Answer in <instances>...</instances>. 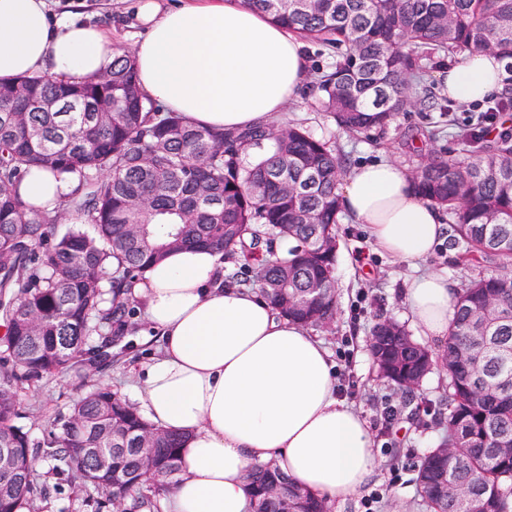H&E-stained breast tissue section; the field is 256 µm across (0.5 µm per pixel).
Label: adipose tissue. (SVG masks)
Instances as JSON below:
<instances>
[{"label":"adipose tissue","mask_w":512,"mask_h":512,"mask_svg":"<svg viewBox=\"0 0 512 512\" xmlns=\"http://www.w3.org/2000/svg\"><path fill=\"white\" fill-rule=\"evenodd\" d=\"M141 13L148 29L134 48L139 86L194 124L262 125L306 87L300 39L241 0H145ZM115 51L110 28L53 15L46 0H0V80L91 79L111 67ZM504 77V60L475 52L444 82L449 98L470 102L501 92ZM74 187L68 176L33 167L17 193L51 211ZM341 192L347 215L394 259L414 264L441 246L440 210L420 199L397 163L353 168ZM223 280V255L182 248L146 268L132 289L160 343L133 400L145 419L183 437L163 512H252L241 476L268 462L302 490L345 503L376 457L367 422L336 394L329 349L259 290ZM405 303L420 336L446 340L454 315L447 277L415 276Z\"/></svg>","instance_id":"adipose-tissue-1"}]
</instances>
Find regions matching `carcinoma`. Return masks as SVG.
<instances>
[{"mask_svg": "<svg viewBox=\"0 0 512 512\" xmlns=\"http://www.w3.org/2000/svg\"><path fill=\"white\" fill-rule=\"evenodd\" d=\"M300 39L336 53L313 84L344 130L383 129L416 104L415 73L445 55L488 51L512 59V0H244ZM110 116L103 120L99 111ZM462 157L434 152L411 170L419 197L448 215L459 261L495 259L499 273L457 291L438 351L393 319L370 346L379 378L402 407L442 426L414 464L430 512H512V130ZM254 152L244 165L240 156ZM42 166L77 185L54 213L32 209L16 186ZM346 162L298 124L225 130L163 112L139 89L135 56L117 49L90 80L48 76L0 82V512H30L77 473L94 512H158L178 470L179 436L146 421L117 393L94 387L42 438L15 425L22 393L66 371L102 369L136 325L132 287L169 252L203 246L253 265L279 313L324 330L336 320L334 266ZM95 228L59 236L62 215ZM139 233H132V225ZM275 239L288 254L271 250ZM110 282V300L104 282ZM446 371L444 398L415 404L423 380ZM53 462L39 481L33 460ZM106 455L110 464L99 465ZM254 512H330L271 464L243 475Z\"/></svg>", "mask_w": 512, "mask_h": 512, "instance_id": "carcinoma-1", "label": "carcinoma"}]
</instances>
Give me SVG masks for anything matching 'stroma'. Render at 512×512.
<instances>
[{
    "instance_id": "35a3bbf8",
    "label": "stroma",
    "mask_w": 512,
    "mask_h": 512,
    "mask_svg": "<svg viewBox=\"0 0 512 512\" xmlns=\"http://www.w3.org/2000/svg\"><path fill=\"white\" fill-rule=\"evenodd\" d=\"M140 4L141 0H50L54 14L68 12L112 27L116 43L129 50L145 32ZM437 118V113L417 107L401 113L385 131L351 134L340 130L329 114L316 104L313 93L308 92L300 100L289 103L278 120L302 123L314 137L335 145L348 166L386 159L407 170L414 157L401 144L404 131L431 125ZM433 271L447 276L451 286L456 288L466 272L492 274L496 267L479 259L472 261L469 268H462L456 263L455 252L447 249L435 251L412 267L374 248L364 225L342 220L335 269L338 314L335 324L322 339L335 354L339 353L343 339L351 341L349 371L353 376V388L343 400L367 421L374 437L378 464L366 489L380 494L376 512H389L388 505L392 502L397 504L399 512H430L417 493L413 473L410 469L393 466L392 461L397 457L418 461L436 444L440 429L432 418L413 416L405 411L400 416L399 434L395 439H388L381 433V411L386 404L395 403L396 398L378 380L366 338L380 319L392 317L410 323L411 317L404 303L407 286L414 276ZM358 300L362 301L364 311L354 318L350 308ZM133 310L139 327L131 335L134 348L130 354L118 355L111 367L93 373L92 377L69 372L44 379L39 387L27 392L23 398L27 415L20 424L30 430L33 438H41L44 428L57 414L68 413L73 400L84 391L86 382L92 381L118 390L122 396H129L136 373L152 350L149 340L153 335L144 320L142 306L134 305Z\"/></svg>"
}]
</instances>
